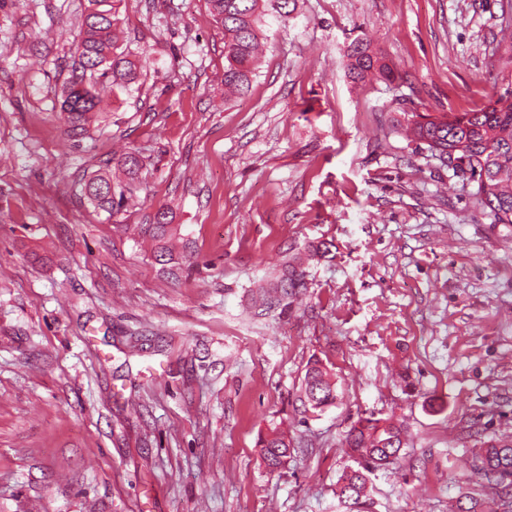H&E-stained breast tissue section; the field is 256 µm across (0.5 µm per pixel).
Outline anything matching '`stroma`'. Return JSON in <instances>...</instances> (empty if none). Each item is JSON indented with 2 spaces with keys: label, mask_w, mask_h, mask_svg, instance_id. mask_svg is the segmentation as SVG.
Listing matches in <instances>:
<instances>
[{
  "label": "stroma",
  "mask_w": 512,
  "mask_h": 512,
  "mask_svg": "<svg viewBox=\"0 0 512 512\" xmlns=\"http://www.w3.org/2000/svg\"><path fill=\"white\" fill-rule=\"evenodd\" d=\"M87 10L0 0V512H347L345 437L367 416L407 441L362 512H512L472 454L512 440V224L401 127L502 91L506 0H296L265 15L242 95L207 0H119L142 69L98 86L75 138L61 90ZM359 38L393 81L347 77ZM98 173L126 208L89 204ZM161 207L164 266L130 231ZM295 255L305 288L256 316ZM316 359L339 394L319 413L300 400ZM274 428L291 457L272 472ZM259 446L262 459L271 471L278 470L288 463L291 443L283 432L272 430L261 438Z\"/></svg>",
  "instance_id": "1"
}]
</instances>
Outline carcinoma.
<instances>
[{
    "mask_svg": "<svg viewBox=\"0 0 512 512\" xmlns=\"http://www.w3.org/2000/svg\"><path fill=\"white\" fill-rule=\"evenodd\" d=\"M214 20L224 27V88L248 91L257 57L259 24L269 0H207ZM115 0H89L79 40L75 46L81 74L73 76L61 95V111L71 134L83 135L89 114L97 109L99 83L127 88L137 81L136 62L120 51L121 31L115 19ZM348 75L356 82L372 78L388 80L393 69L381 62L369 46L361 41L351 44L346 63ZM407 137L476 183L477 204L489 211L494 223L512 224V82L504 92L489 98L488 104L474 112L448 113L440 116L411 113L406 117ZM85 195L97 209L112 212L120 205L112 191V180L103 175L91 177ZM169 211L160 208L145 232L160 242L155 260L166 262L167 251L161 245L169 232ZM302 259L297 257L283 266L281 274L258 298L266 310L279 306L305 286ZM304 403L321 411L336 401V383L322 362L308 364L302 386ZM404 431L391 419L372 416L360 418L350 428L346 443L363 459V469L343 474L336 490L339 500L350 507L363 504L367 497L366 472L384 466L389 455L401 451ZM267 468L278 470L288 463L291 443L277 430L262 437L259 443ZM476 470L487 481L512 480V443H491L479 449Z\"/></svg>",
    "mask_w": 512,
    "mask_h": 512,
    "instance_id": "cac0c4a2",
    "label": "carcinoma"
}]
</instances>
